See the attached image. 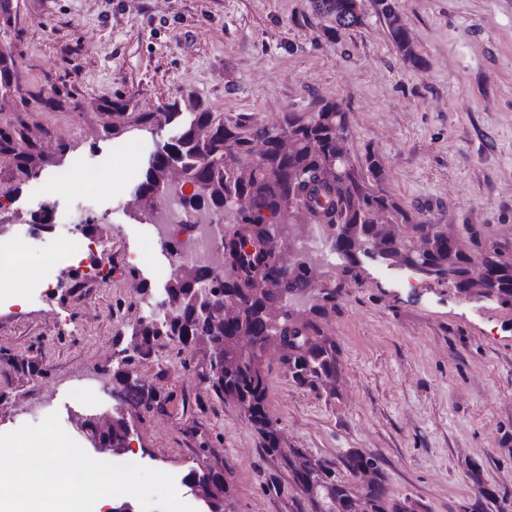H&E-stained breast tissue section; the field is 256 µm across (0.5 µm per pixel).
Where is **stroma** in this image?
Listing matches in <instances>:
<instances>
[{
  "label": "stroma",
  "mask_w": 512,
  "mask_h": 512,
  "mask_svg": "<svg viewBox=\"0 0 512 512\" xmlns=\"http://www.w3.org/2000/svg\"><path fill=\"white\" fill-rule=\"evenodd\" d=\"M394 2L423 66L398 52L374 0H361V25L337 35L313 0H13L0 11V51L14 61L0 130L23 131L24 150L46 160L34 180L0 161V195L15 207L0 241L34 236L25 262L0 264V296L26 287L24 306L0 300L1 433L33 423L25 409L43 400L92 452L85 421H123L131 446L113 463L133 455L171 474L196 512L205 505L184 478L210 469L224 474V512H332L326 491L304 493L236 403L218 397L203 345L168 340L132 357L141 323L166 312L168 265L161 251L127 264L148 224L133 200L151 155L180 127L131 129L125 141L145 146L133 160L105 128L119 98L138 112L174 101L186 120L205 109L265 127L336 101L352 159H377L381 189L414 221L479 224L512 245V0ZM77 160L102 178L48 199L35 192ZM87 196L104 240L96 256L112 271L91 283L89 261H50ZM47 205L58 222L34 232ZM319 283L342 284L335 308L319 309L312 291L288 309L335 342V390L294 383L271 342L267 410L282 447L333 462L356 496L379 483L408 512H512V303L380 258H363L355 280L321 263ZM89 371L107 386L80 404ZM118 371L159 402L122 404L112 395ZM352 452L376 456L379 474L350 476Z\"/></svg>",
  "instance_id": "1"
}]
</instances>
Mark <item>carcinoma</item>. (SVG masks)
Masks as SVG:
<instances>
[{
	"instance_id": "obj_1",
	"label": "carcinoma",
	"mask_w": 512,
	"mask_h": 512,
	"mask_svg": "<svg viewBox=\"0 0 512 512\" xmlns=\"http://www.w3.org/2000/svg\"><path fill=\"white\" fill-rule=\"evenodd\" d=\"M375 6L400 54L422 65L394 0H375ZM314 7L336 22V32L361 21L360 0H314ZM12 67L11 56L1 51V98L12 91ZM160 116L168 123L180 121L177 103H167L156 112H131L128 103L115 100L112 125L105 131L118 139L127 128L151 125ZM347 129V113L336 101L325 102L310 116L289 112L271 128L251 126L242 116L232 119L201 110L163 145L138 186L140 198L154 202L168 173L178 171L194 187V193L184 198L191 209L228 215L221 225V243L230 274L222 281H210L207 290L199 288L208 278L204 269H189L170 280L166 288L170 315L160 323L140 326L133 355H149L162 338L204 345L217 395L239 406L264 440L266 451L291 468L294 482L304 491L323 488L331 499L346 501L351 512H403L402 506L388 504L382 489L374 486L363 503H355L347 486L336 483L331 464L320 459L296 464L290 457L297 451L280 448L267 411L268 383L262 369L267 345L286 334L296 339L286 346L284 361L299 385L326 387L337 374L336 344L321 339L311 322L297 326L280 304L317 288L321 308H334L340 290L319 286L317 269L306 260L292 273L284 272L280 241L285 226L301 216L324 225L341 260L342 274L353 280L360 275V254L366 246L398 259L423 278L463 292L487 289L511 302L512 261L506 259V247L500 242L481 240L482 230L474 224L411 222L401 206L371 184L379 178L378 161L367 157L364 169L353 164L344 147ZM22 139L18 131L0 130V158L33 178L45 160L18 150ZM461 234L480 247L479 264L459 250ZM121 382L135 389L136 407L148 410L157 402L154 389L127 377ZM370 462L366 455L352 452L344 465L355 475ZM188 482L199 487L208 512H224V476L214 470L194 472Z\"/></svg>"
}]
</instances>
